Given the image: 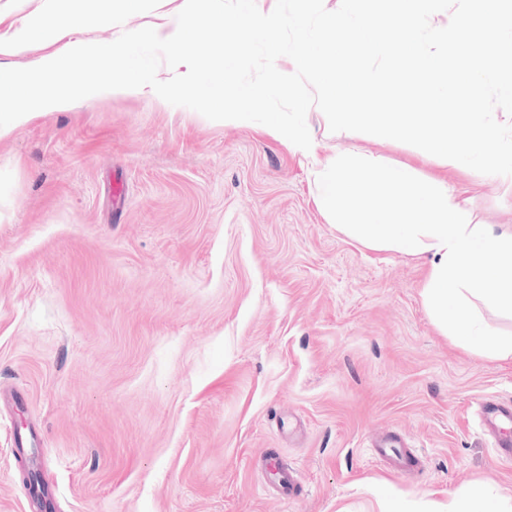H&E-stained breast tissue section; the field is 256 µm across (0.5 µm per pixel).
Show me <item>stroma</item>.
<instances>
[{"instance_id": "1", "label": "stroma", "mask_w": 512, "mask_h": 512, "mask_svg": "<svg viewBox=\"0 0 512 512\" xmlns=\"http://www.w3.org/2000/svg\"><path fill=\"white\" fill-rule=\"evenodd\" d=\"M306 123L459 190L512 230V183L368 134ZM426 260L329 224L311 165L258 123L103 95L0 140V512H453L512 498L474 402L512 401V360L442 335ZM39 445L18 449V435ZM397 438L428 459L371 458ZM296 468L279 498L268 465ZM368 449L373 458L387 460L398 472L420 470L424 464L422 453L414 449H402V446L392 439L374 443L372 448ZM467 499L469 502H478L482 505V509L479 512H511L512 511V499L509 500L503 497H489L485 491L475 486L473 487Z\"/></svg>"}]
</instances>
